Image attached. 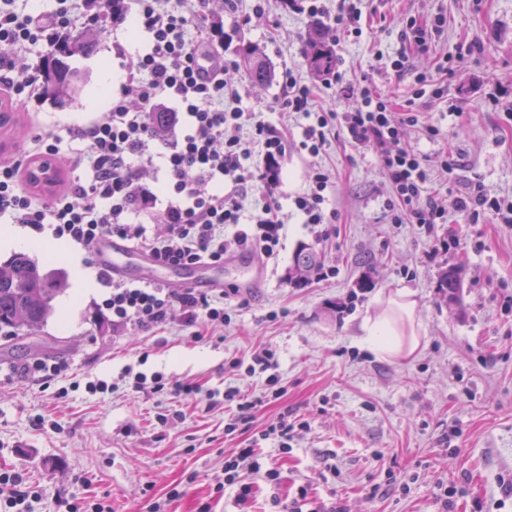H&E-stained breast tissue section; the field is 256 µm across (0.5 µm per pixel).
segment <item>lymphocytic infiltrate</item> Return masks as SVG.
<instances>
[{"label":"lymphocytic infiltrate","mask_w":512,"mask_h":512,"mask_svg":"<svg viewBox=\"0 0 512 512\" xmlns=\"http://www.w3.org/2000/svg\"><path fill=\"white\" fill-rule=\"evenodd\" d=\"M17 2L0 0V91L28 99L37 96L39 77L33 66L18 67L20 54L48 47L55 34L77 29L88 2L55 0L52 11L39 15ZM221 9L233 13L239 26L262 11L258 5L252 12L240 11L237 0H130L128 11L144 44L130 57L117 48L127 61L111 107L89 125L69 128V137L80 144L72 156L61 157L56 131L38 128L12 158L0 160V220L51 232L88 256L99 240L115 235L172 265L221 262L240 252L273 260L289 212L319 228L324 237L336 223L338 212L328 205L335 175L318 158L339 132L352 146L376 152L392 191L386 203L390 223L413 224L428 235L435 225L447 223L453 211L468 224L489 219L512 228V198L488 195L481 181L469 183L448 206L427 195L431 171L420 154L403 144L407 127L417 121L415 113L396 111L368 79H349L335 70L315 86L300 81L289 66L281 74L279 96L254 108L240 107L245 88L235 77L237 63L216 36L214 18ZM324 88L335 89L346 108L319 106ZM159 111L166 115L161 133L154 123ZM276 111L303 118L300 140H288L267 120V113ZM294 152L308 156L311 164L306 190L292 196L286 208L280 201L281 174ZM58 158L65 161L68 181L53 198L42 199L28 188L25 173L35 162ZM256 189L262 190L264 202L250 213L245 200ZM97 279L106 290L100 307L118 329L221 326L237 310L233 288L211 293L178 291L154 281L116 282L103 268ZM274 357L266 349L250 362L233 363L248 375L267 373L268 388L257 398L236 386L220 394L205 392L160 372L136 373L130 387L210 407L216 396H223L225 404L236 408L224 427L230 435L250 426L266 402L283 397L272 373ZM304 426V420L283 412L255 431L251 447L225 456L215 492L235 489L236 502L243 504L252 493V478L276 484L278 470L261 461L256 447L274 438L281 453H288L294 431ZM39 496L22 470L0 471V512H31Z\"/></svg>","instance_id":"lymphocytic-infiltrate-1"}]
</instances>
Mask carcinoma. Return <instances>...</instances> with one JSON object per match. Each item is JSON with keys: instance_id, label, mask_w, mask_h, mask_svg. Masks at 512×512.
Returning <instances> with one entry per match:
<instances>
[{"instance_id": "1", "label": "carcinoma", "mask_w": 512, "mask_h": 512, "mask_svg": "<svg viewBox=\"0 0 512 512\" xmlns=\"http://www.w3.org/2000/svg\"><path fill=\"white\" fill-rule=\"evenodd\" d=\"M110 10L98 15V21L77 31L57 35L49 51L37 63L42 73L43 95L62 105L74 99L76 71L72 59L85 54L106 34L107 18L124 9L123 0H106ZM251 81L264 85L272 78L271 66L261 49L251 42L236 48ZM304 62L316 77H324L336 67V54L326 44L320 23H315L303 49ZM295 278L303 279L321 263L319 255L302 247L295 254ZM460 288L457 273H443L439 291L443 299L453 298ZM66 290L65 276L47 270L26 254L18 253L0 266V326L33 329L42 325L53 310V302Z\"/></svg>"}]
</instances>
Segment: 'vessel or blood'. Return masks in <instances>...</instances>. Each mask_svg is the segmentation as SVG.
I'll return each instance as SVG.
<instances>
[{
    "label": "vessel or blood",
    "instance_id": "1",
    "mask_svg": "<svg viewBox=\"0 0 512 512\" xmlns=\"http://www.w3.org/2000/svg\"><path fill=\"white\" fill-rule=\"evenodd\" d=\"M95 257L111 271L116 280L158 281L171 288L221 289L225 286L223 277L217 273V264H163L151 253L135 249L117 237L102 239ZM229 263L242 271L241 278L233 280V287L247 292L258 286L263 275V264L257 256L238 255L231 257Z\"/></svg>",
    "mask_w": 512,
    "mask_h": 512
}]
</instances>
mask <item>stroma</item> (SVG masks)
<instances>
[{
	"label": "stroma",
	"instance_id": "stroma-1",
	"mask_svg": "<svg viewBox=\"0 0 512 512\" xmlns=\"http://www.w3.org/2000/svg\"><path fill=\"white\" fill-rule=\"evenodd\" d=\"M265 7L263 18L241 28L224 17L227 53H234L237 41H250L265 51L274 71L294 66L302 81L312 82L302 57L312 18L283 0H266ZM361 9L362 36H328L348 77L372 74L375 86L401 104L412 97L415 75L448 60L446 97L415 99L418 123L406 138L432 171L428 194L446 197L445 159L454 166L456 191L477 178L490 195H512V119L506 115L512 107V0H363ZM438 13L447 24L432 35L429 52L410 54L409 72L371 73L377 59L403 50L404 18ZM117 42L130 52L139 45L125 23L73 59L82 77L75 102L17 103L16 126L0 129V151H15L34 126L61 131L101 117L110 100L99 74L120 70ZM429 126L438 127L439 136L428 138ZM320 161L336 174L332 202L339 221L329 237L316 238L290 215L264 288L246 294L230 325L200 337L188 328L114 331L95 312L98 295L78 293L83 254L49 238L30 250V257L62 270L68 283L44 326L24 337L0 333V469H25L41 493L35 512H58L61 497L112 512H146L173 488L182 496L171 512H199L205 503L212 512H268L272 492L288 504L301 486L309 498L344 504L349 512H441L438 486L456 482L462 490L451 512H512L504 487L512 479V311L502 307L512 288V229L463 225L453 212L430 237L410 224H389L390 188L374 152L340 135ZM452 231L473 249L447 248ZM302 246L321 253L335 277L290 283ZM452 267L461 273L462 288L458 302L443 305L437 284ZM401 290L416 304L417 346L374 354L363 323ZM42 345L50 346V359L68 365L66 375L46 388L24 374ZM266 348L275 354L286 394L259 409L254 427L285 411L307 427L295 432L288 454L275 441L264 443L260 454L278 469L280 484H257L241 509L213 487L225 455L247 447L248 434L225 435L223 406L208 410L167 394L131 393L123 370L136 365L205 391L237 386L257 397L264 375L242 376L229 363ZM142 354L148 360L141 365ZM97 378L115 383V391L87 392L85 383ZM175 410L183 413L179 422L158 423V415ZM39 415L56 421L57 430L36 427ZM326 452L335 453L338 468L328 478L319 469Z\"/></svg>",
	"mask_w": 512,
	"mask_h": 512
}]
</instances>
